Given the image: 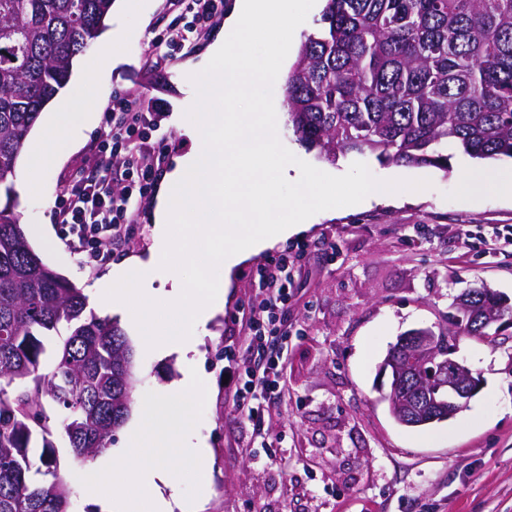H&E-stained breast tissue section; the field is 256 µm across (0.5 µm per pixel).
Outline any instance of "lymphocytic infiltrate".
Returning <instances> with one entry per match:
<instances>
[{
  "instance_id": "obj_1",
  "label": "lymphocytic infiltrate",
  "mask_w": 512,
  "mask_h": 512,
  "mask_svg": "<svg viewBox=\"0 0 512 512\" xmlns=\"http://www.w3.org/2000/svg\"><path fill=\"white\" fill-rule=\"evenodd\" d=\"M173 7L188 10L194 23L187 33L177 28L158 34L156 48L177 55L187 37L207 33L224 13V0H173ZM110 131L86 158L75 184L61 196L55 211L77 248L95 247L125 239L152 194L158 163L163 159L165 136H152V124L136 98L115 94L107 108ZM261 317L249 318L243 352H229L236 376V409L261 425L278 390L283 354L279 340L288 336L285 311L294 272L287 257L269 260L258 273Z\"/></svg>"
}]
</instances>
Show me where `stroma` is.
<instances>
[{
    "label": "stroma",
    "instance_id": "obj_1",
    "mask_svg": "<svg viewBox=\"0 0 512 512\" xmlns=\"http://www.w3.org/2000/svg\"><path fill=\"white\" fill-rule=\"evenodd\" d=\"M191 13L174 17L169 0L108 20L113 37L81 56V71L65 87L97 106L92 125L72 130V143L35 181H16L24 229L45 230L51 248L35 244L42 261L87 290L131 258H148L156 245L153 204H146L129 240L102 260L75 249L54 218L89 154L108 131L105 105L114 93L138 97L159 115L167 133L163 172L193 145L185 111L196 98L194 69L209 62L210 38L185 45L158 68L146 65L153 39L169 24L189 27ZM281 143L314 167L341 175L363 161L380 180H429L399 203L374 202L329 217H309L307 231L278 239L236 265L223 310L200 330L198 349L207 373L197 436L209 452L208 490L199 512H512V328L480 342L460 338L456 356L480 373L483 385L454 417L421 428L398 424L381 397L380 366L406 331L444 328L456 295L487 287L512 301V202L484 185L474 196L459 175L512 173L508 159L478 161L450 150L449 172L384 165L374 156L329 162L306 150L288 123ZM294 261L288 304L287 356L279 389L263 427L233 404L234 383L225 352L241 347L237 322L258 304V269L279 255ZM112 317L136 354V402L176 387L191 361L147 351L128 312Z\"/></svg>",
    "mask_w": 512,
    "mask_h": 512
}]
</instances>
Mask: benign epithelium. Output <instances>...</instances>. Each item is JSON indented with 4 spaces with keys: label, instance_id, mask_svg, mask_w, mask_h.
<instances>
[{
    "label": "benign epithelium",
    "instance_id": "1",
    "mask_svg": "<svg viewBox=\"0 0 512 512\" xmlns=\"http://www.w3.org/2000/svg\"><path fill=\"white\" fill-rule=\"evenodd\" d=\"M474 295L467 291L456 298L457 313L482 330L497 324L501 327L512 326V320L503 321L502 316L492 315L483 304L473 302ZM438 333L430 328H420L402 337L397 348L385 359L381 373H391L394 379V394L401 388H410L412 403L403 418L409 426H420L435 421L446 420L455 415L463 404L482 386V378L455 357L456 349H448V354L438 351ZM409 349L423 363L422 374H410L400 369L395 356L399 350Z\"/></svg>",
    "mask_w": 512,
    "mask_h": 512
}]
</instances>
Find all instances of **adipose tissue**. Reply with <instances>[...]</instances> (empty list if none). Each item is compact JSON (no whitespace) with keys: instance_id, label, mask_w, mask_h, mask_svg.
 I'll return each mask as SVG.
<instances>
[{"instance_id":"ef3b65f1","label":"adipose tissue","mask_w":512,"mask_h":512,"mask_svg":"<svg viewBox=\"0 0 512 512\" xmlns=\"http://www.w3.org/2000/svg\"><path fill=\"white\" fill-rule=\"evenodd\" d=\"M88 115L87 103L79 97L64 100L57 111L49 113L26 154L24 178L38 177L54 152V141L65 140L70 129L83 124ZM203 381V371L194 369L178 389L143 403L124 455L113 459L106 470L97 463L88 464L85 486L102 512H112L117 501L123 504V512H196L178 500L175 488L183 475V463H190L199 478L207 467V450L191 435L199 414L193 394ZM107 488L112 491L108 497L103 494Z\"/></svg>"}]
</instances>
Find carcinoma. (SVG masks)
I'll return each mask as SVG.
<instances>
[{
    "label": "carcinoma",
    "instance_id": "carcinoma-1",
    "mask_svg": "<svg viewBox=\"0 0 512 512\" xmlns=\"http://www.w3.org/2000/svg\"><path fill=\"white\" fill-rule=\"evenodd\" d=\"M111 8L0 0V512H72L50 420L82 464L111 448L133 404L125 332L87 311L82 289L34 252L14 189L29 131ZM320 23L282 86L307 149L331 162L368 154L443 171L450 144L476 159L512 158V0H326ZM442 335L445 348L450 336L483 339L461 324ZM45 338L57 339L47 370Z\"/></svg>",
    "mask_w": 512,
    "mask_h": 512
}]
</instances>
